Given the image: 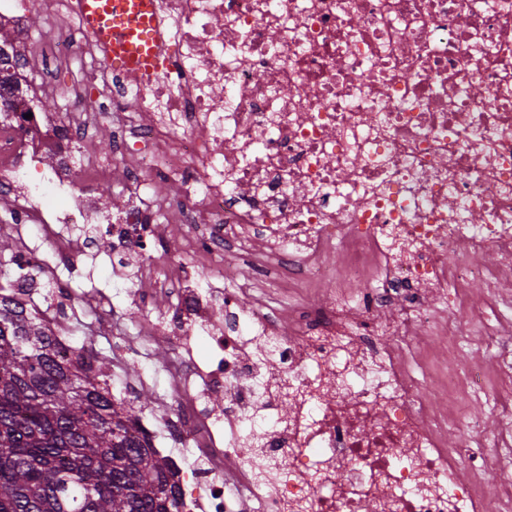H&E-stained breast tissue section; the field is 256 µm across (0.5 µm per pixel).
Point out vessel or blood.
<instances>
[{"label": "vessel or blood", "instance_id": "vessel-or-blood-1", "mask_svg": "<svg viewBox=\"0 0 512 512\" xmlns=\"http://www.w3.org/2000/svg\"><path fill=\"white\" fill-rule=\"evenodd\" d=\"M84 19L94 28L114 71L135 78L157 67L152 0H83Z\"/></svg>", "mask_w": 512, "mask_h": 512}]
</instances>
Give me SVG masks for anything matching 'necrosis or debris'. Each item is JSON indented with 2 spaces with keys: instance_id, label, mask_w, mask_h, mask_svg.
Listing matches in <instances>:
<instances>
[{
  "instance_id": "obj_1",
  "label": "necrosis or debris",
  "mask_w": 512,
  "mask_h": 512,
  "mask_svg": "<svg viewBox=\"0 0 512 512\" xmlns=\"http://www.w3.org/2000/svg\"><path fill=\"white\" fill-rule=\"evenodd\" d=\"M153 4L159 67L134 79L112 70L79 0H0V33L43 20L0 85L20 102L0 118L16 296L56 284L46 324L70 320L58 266L103 237L141 262L134 308L170 300L144 337L208 329L209 363L177 353L154 409L172 447L198 450L182 471L197 512H512V464L497 463L490 497L480 471L457 474L473 438L446 445L486 391L460 326L483 327L512 280V0ZM104 130L111 154H88ZM107 180L119 207L96 191ZM168 238L186 247L174 264L155 259ZM474 280L483 296L462 298ZM425 327L440 344L417 379L380 339Z\"/></svg>"
}]
</instances>
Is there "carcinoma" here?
Here are the masks:
<instances>
[{"label":"carcinoma","mask_w":512,"mask_h":512,"mask_svg":"<svg viewBox=\"0 0 512 512\" xmlns=\"http://www.w3.org/2000/svg\"><path fill=\"white\" fill-rule=\"evenodd\" d=\"M57 345L0 293V512H181L175 464L112 396L108 364Z\"/></svg>","instance_id":"carcinoma-1"}]
</instances>
